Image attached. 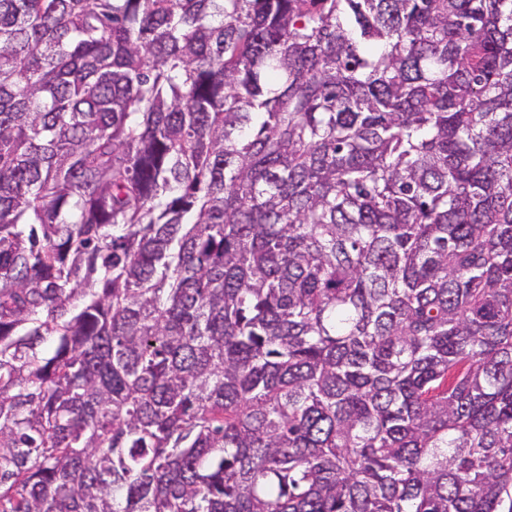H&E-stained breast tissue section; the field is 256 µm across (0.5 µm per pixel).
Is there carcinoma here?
<instances>
[{
    "label": "carcinoma",
    "mask_w": 512,
    "mask_h": 512,
    "mask_svg": "<svg viewBox=\"0 0 512 512\" xmlns=\"http://www.w3.org/2000/svg\"><path fill=\"white\" fill-rule=\"evenodd\" d=\"M0 512H512V0H0Z\"/></svg>",
    "instance_id": "1"
}]
</instances>
